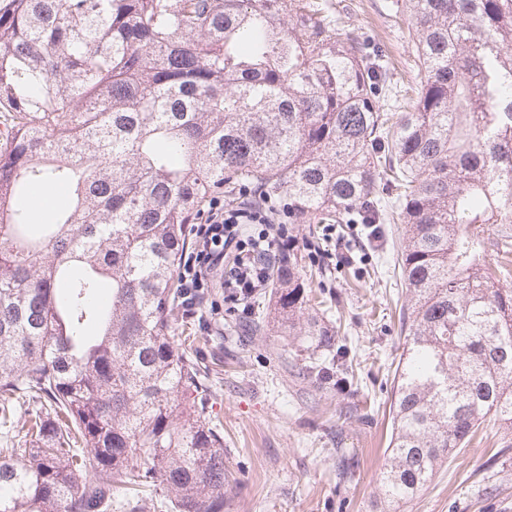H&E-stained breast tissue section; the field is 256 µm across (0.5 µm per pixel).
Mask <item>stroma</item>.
Wrapping results in <instances>:
<instances>
[{"instance_id": "35a3bbf8", "label": "stroma", "mask_w": 512, "mask_h": 512, "mask_svg": "<svg viewBox=\"0 0 512 512\" xmlns=\"http://www.w3.org/2000/svg\"><path fill=\"white\" fill-rule=\"evenodd\" d=\"M388 0H332L347 26L383 46L398 78L417 72L407 21H394ZM351 263H343L342 253ZM386 255L367 245L362 230L332 238L321 258L320 285L331 296L325 321H341L356 363L359 391L349 397L295 377L292 338L272 330L251 334L230 316L213 331L194 327L181 344L209 370L215 423L224 429V455L235 478L224 512H378L384 450L390 422L389 366L406 349L392 316L396 290L386 275ZM480 446L441 467L404 512H512V455L496 457L512 442V424L489 423ZM358 459L346 482L336 479V452Z\"/></svg>"}]
</instances>
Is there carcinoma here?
<instances>
[{"instance_id":"obj_1","label":"carcinoma","mask_w":512,"mask_h":512,"mask_svg":"<svg viewBox=\"0 0 512 512\" xmlns=\"http://www.w3.org/2000/svg\"><path fill=\"white\" fill-rule=\"evenodd\" d=\"M389 8L416 46L408 109L323 0H0V407L47 406L0 448V512H112L115 489L123 512H224L208 371L172 331L191 225L227 188L392 245L409 343L382 509L487 416L512 423V0ZM32 185L69 196L50 224ZM315 276L288 260L254 307L343 395L355 365Z\"/></svg>"}]
</instances>
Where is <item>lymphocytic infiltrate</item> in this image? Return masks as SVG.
<instances>
[{"label": "lymphocytic infiltrate", "mask_w": 512, "mask_h": 512, "mask_svg": "<svg viewBox=\"0 0 512 512\" xmlns=\"http://www.w3.org/2000/svg\"><path fill=\"white\" fill-rule=\"evenodd\" d=\"M193 234L194 244L183 253L179 271L185 307L200 310L211 283L218 277L223 280V307H212L199 317L206 331L220 311L248 316L245 301L268 285L265 258L287 259L289 250L299 246L312 260L323 253L313 240H298L287 225L269 223L266 213L232 209L218 200L200 216Z\"/></svg>", "instance_id": "obj_1"}]
</instances>
